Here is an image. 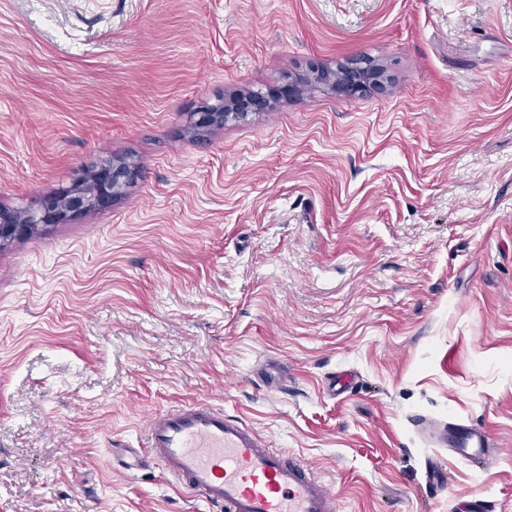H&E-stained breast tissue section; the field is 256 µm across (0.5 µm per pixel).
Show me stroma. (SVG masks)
I'll use <instances>...</instances> for the list:
<instances>
[{
  "mask_svg": "<svg viewBox=\"0 0 512 512\" xmlns=\"http://www.w3.org/2000/svg\"><path fill=\"white\" fill-rule=\"evenodd\" d=\"M106 159L141 167L108 208L0 248V512H210L112 462L193 400L338 512H512V0H0V208ZM417 426L428 437L442 441L453 448L454 452L464 460L487 461L497 451L491 448V437L483 430L466 425H439L426 418L419 417Z\"/></svg>",
  "mask_w": 512,
  "mask_h": 512,
  "instance_id": "obj_1",
  "label": "stroma"
}]
</instances>
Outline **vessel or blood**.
Returning <instances> with one entry per match:
<instances>
[{
  "instance_id": "b4317fda",
  "label": "vessel or blood",
  "mask_w": 512,
  "mask_h": 512,
  "mask_svg": "<svg viewBox=\"0 0 512 512\" xmlns=\"http://www.w3.org/2000/svg\"><path fill=\"white\" fill-rule=\"evenodd\" d=\"M417 425L464 460L486 461L494 453L486 431L423 417ZM146 439V448L128 449L120 466L158 464L213 512H337L334 494L308 463L273 450L245 422L208 404L153 415Z\"/></svg>"
}]
</instances>
